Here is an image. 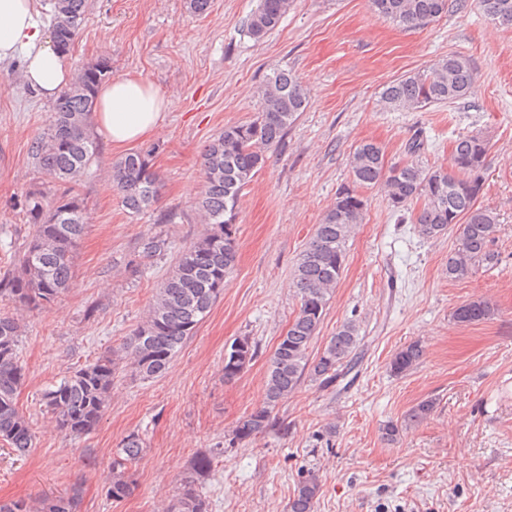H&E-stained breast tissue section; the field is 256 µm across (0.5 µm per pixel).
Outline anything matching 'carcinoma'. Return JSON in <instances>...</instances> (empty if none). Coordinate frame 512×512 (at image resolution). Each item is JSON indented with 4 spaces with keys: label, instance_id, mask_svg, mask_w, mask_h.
Masks as SVG:
<instances>
[{
    "label": "carcinoma",
    "instance_id": "1",
    "mask_svg": "<svg viewBox=\"0 0 512 512\" xmlns=\"http://www.w3.org/2000/svg\"><path fill=\"white\" fill-rule=\"evenodd\" d=\"M292 0H257L245 21L249 37L261 41L280 24ZM490 19L512 26V0H478ZM55 42L69 53L85 21L89 0H51ZM373 12L399 27L416 28L448 14V0H371ZM112 61L101 57L82 67L73 82L51 105V121L31 143L30 154L38 171L66 186L61 196L46 201L45 193L26 194L21 207L25 223L33 225L15 271L0 275V299L30 311L45 308L68 291L74 278V253L87 229L83 199L75 193L86 170L98 155L90 127L95 96L110 78ZM475 79L470 59L452 52L429 67L405 75L385 87L381 104L397 110L454 103L464 98ZM257 116L245 124L224 127L205 148L200 166L202 186L195 209L206 224L204 233L184 248L168 277L155 288L145 320L124 343L122 352L103 355L65 377L42 394V405L66 435H86L99 424L112 384L122 371L140 380L161 376L173 357L193 335L197 325L224 293L237 266L233 233L242 192L266 164L264 150L284 140L288 129L307 106L305 83L291 70L276 69L258 89ZM422 143L412 141L410 159L386 166L385 152L375 142H363L353 151L349 166L353 186L341 190L306 243L292 273L298 309L270 357L263 405L239 419L231 441L249 442L272 431H285L274 410L309 377L329 386L357 360L362 336L352 320L340 325L314 357L310 349L318 338L330 293L345 267L346 246L353 227L363 220L365 201L359 189L384 187L388 204L409 214L417 232L438 238L450 227L457 229L456 244L448 253L447 275L463 280L480 267L496 264L490 246L501 231L497 213L477 203L482 191L491 145L478 134H461L455 140L448 171L432 170L419 161ZM158 147L149 146L112 163L113 189L123 205L141 213L160 199L161 181L152 159ZM493 315L485 300L457 307L453 319L462 325L479 323ZM22 326L17 317L0 313V440L19 456L33 446L31 422L20 411L17 396L26 374L19 361ZM233 344L237 355L224 359V380L237 378L256 357L258 342L239 336ZM423 356L421 344L400 349L390 370L402 375ZM435 400H424L405 416L404 426L426 420ZM144 439L132 432L125 436L112 458V480L103 488L108 500L119 501L134 488L132 476L143 458ZM224 455L212 448L182 479L165 512H209L202 491L203 475L211 472ZM320 485L309 471L301 477L288 512H314ZM83 497L80 483L57 496L43 495L29 503L23 499L2 502L0 512H79Z\"/></svg>",
    "mask_w": 512,
    "mask_h": 512
}]
</instances>
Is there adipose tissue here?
I'll list each match as a JSON object with an SVG mask.
<instances>
[{"instance_id": "adipose-tissue-1", "label": "adipose tissue", "mask_w": 512, "mask_h": 512, "mask_svg": "<svg viewBox=\"0 0 512 512\" xmlns=\"http://www.w3.org/2000/svg\"><path fill=\"white\" fill-rule=\"evenodd\" d=\"M15 61L22 64L26 85L48 101L73 80L34 0H0V64ZM96 98V135L125 148L159 129L169 104L160 89L140 76L109 80L99 86Z\"/></svg>"}]
</instances>
